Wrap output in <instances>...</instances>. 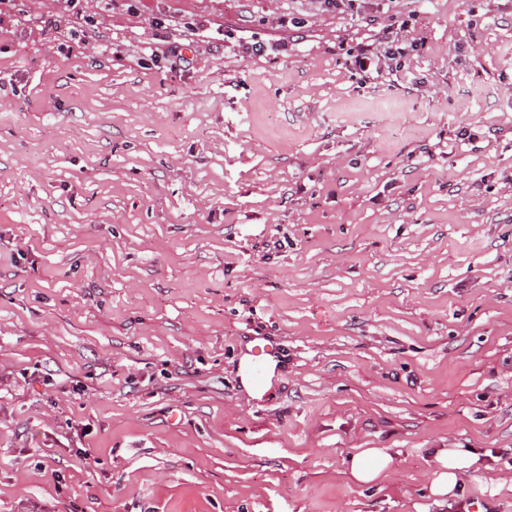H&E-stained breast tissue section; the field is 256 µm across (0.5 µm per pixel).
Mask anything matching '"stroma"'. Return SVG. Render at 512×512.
<instances>
[{"label": "stroma", "instance_id": "stroma-1", "mask_svg": "<svg viewBox=\"0 0 512 512\" xmlns=\"http://www.w3.org/2000/svg\"><path fill=\"white\" fill-rule=\"evenodd\" d=\"M81 7L0 19V512H512L427 483L512 475V0ZM355 54L352 55L354 69L367 76L372 72L378 73L382 64V55L372 48V44H358L355 48ZM271 350L268 344L255 346V355L249 368L248 374L253 387L261 389L266 382V370L264 364V355L268 354ZM394 458L387 448H360L348 460L351 479L360 486L371 487L395 473ZM478 456L463 448H439L434 455V469L429 492L439 502L456 497V490L479 471Z\"/></svg>", "mask_w": 512, "mask_h": 512}]
</instances>
